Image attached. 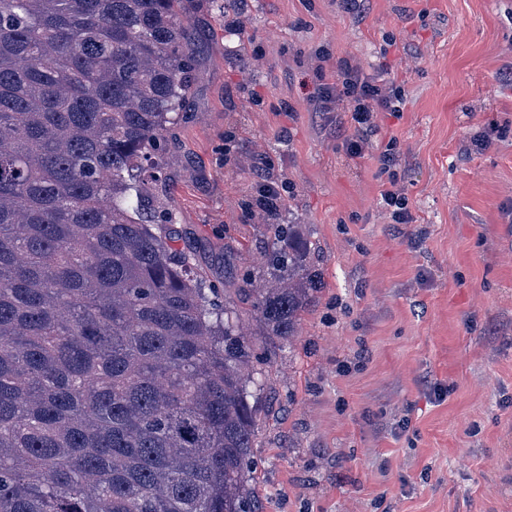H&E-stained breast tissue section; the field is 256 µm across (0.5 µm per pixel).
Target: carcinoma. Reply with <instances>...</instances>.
<instances>
[{
  "instance_id": "cac0c4a2",
  "label": "carcinoma",
  "mask_w": 512,
  "mask_h": 512,
  "mask_svg": "<svg viewBox=\"0 0 512 512\" xmlns=\"http://www.w3.org/2000/svg\"><path fill=\"white\" fill-rule=\"evenodd\" d=\"M200 2L0 0V512H263L267 357L158 191ZM274 237L235 295L291 340L323 281Z\"/></svg>"
}]
</instances>
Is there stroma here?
<instances>
[{"instance_id":"35a3bbf8","label":"stroma","mask_w":512,"mask_h":512,"mask_svg":"<svg viewBox=\"0 0 512 512\" xmlns=\"http://www.w3.org/2000/svg\"><path fill=\"white\" fill-rule=\"evenodd\" d=\"M184 22L201 77L165 154L180 247L212 281L261 274L250 203L271 183L323 276L292 342L252 338L264 512H512V0H363L358 18L232 0ZM340 63L403 98L357 158L317 101ZM392 138L409 224L380 203Z\"/></svg>"}]
</instances>
